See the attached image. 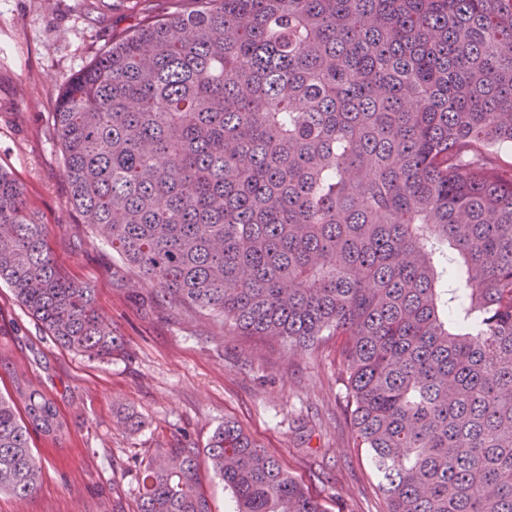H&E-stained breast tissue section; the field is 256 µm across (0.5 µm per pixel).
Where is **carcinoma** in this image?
<instances>
[{
  "label": "carcinoma",
  "instance_id": "cac0c4a2",
  "mask_svg": "<svg viewBox=\"0 0 512 512\" xmlns=\"http://www.w3.org/2000/svg\"><path fill=\"white\" fill-rule=\"evenodd\" d=\"M99 51L53 112L70 203L146 287L288 352L343 338L386 512H512V0H193ZM52 340L123 350L0 169V282ZM63 443L0 393V494ZM325 512L234 421L157 448L136 512ZM202 474L212 512L232 511V495L230 491L224 489V482L214 476L206 467L203 469Z\"/></svg>",
  "mask_w": 512,
  "mask_h": 512
}]
</instances>
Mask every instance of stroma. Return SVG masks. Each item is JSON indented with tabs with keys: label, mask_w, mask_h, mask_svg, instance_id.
<instances>
[{
	"label": "stroma",
	"mask_w": 512,
	"mask_h": 512,
	"mask_svg": "<svg viewBox=\"0 0 512 512\" xmlns=\"http://www.w3.org/2000/svg\"><path fill=\"white\" fill-rule=\"evenodd\" d=\"M175 0H0V168L49 228L61 271L94 288L126 350L107 360L55 345L0 283V391L21 377L50 394L69 429L64 447L33 435L45 462L28 499L0 495V512L135 510V467L159 446L204 447L237 422L277 456L326 512H386L364 449L355 445L340 343L287 352L258 337L228 336L193 312L134 288L110 246L69 202L52 114L64 87L138 19ZM144 423L131 433L121 410Z\"/></svg>",
	"instance_id": "obj_1"
}]
</instances>
